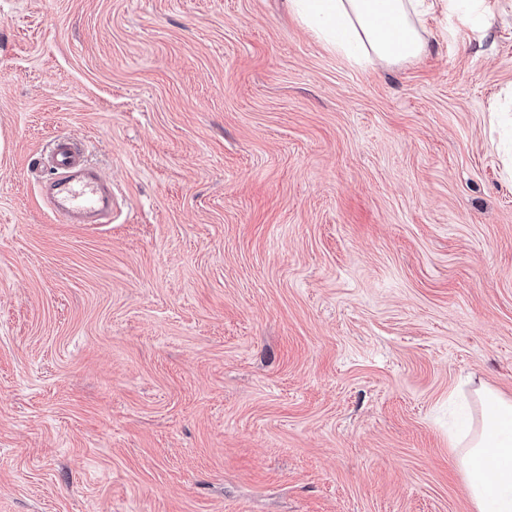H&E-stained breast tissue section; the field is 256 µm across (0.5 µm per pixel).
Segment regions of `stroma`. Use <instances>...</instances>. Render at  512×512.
Masks as SVG:
<instances>
[{
  "instance_id": "obj_1",
  "label": "stroma",
  "mask_w": 512,
  "mask_h": 512,
  "mask_svg": "<svg viewBox=\"0 0 512 512\" xmlns=\"http://www.w3.org/2000/svg\"><path fill=\"white\" fill-rule=\"evenodd\" d=\"M361 68L286 0H0V512H474L512 397V0ZM112 221L47 208L56 137ZM471 397L475 416L462 435L448 434L476 512H512V397L480 383L455 387L448 401Z\"/></svg>"
}]
</instances>
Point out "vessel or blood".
<instances>
[{
	"label": "vessel or blood",
	"mask_w": 512,
	"mask_h": 512,
	"mask_svg": "<svg viewBox=\"0 0 512 512\" xmlns=\"http://www.w3.org/2000/svg\"><path fill=\"white\" fill-rule=\"evenodd\" d=\"M48 164L54 177L43 193L54 215L71 224H81L89 218L102 224L109 222L112 210L107 204L106 188L97 175L86 172L82 152L68 142H57Z\"/></svg>",
	"instance_id": "obj_1"
}]
</instances>
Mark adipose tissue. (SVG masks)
I'll return each mask as SVG.
<instances>
[{"label": "adipose tissue", "mask_w": 512, "mask_h": 512, "mask_svg": "<svg viewBox=\"0 0 512 512\" xmlns=\"http://www.w3.org/2000/svg\"><path fill=\"white\" fill-rule=\"evenodd\" d=\"M426 0H288L290 12L329 50L358 66L419 58V15ZM472 398L463 434L448 437L476 512H512V397L487 384L455 387L449 400Z\"/></svg>", "instance_id": "adipose-tissue-1"}]
</instances>
